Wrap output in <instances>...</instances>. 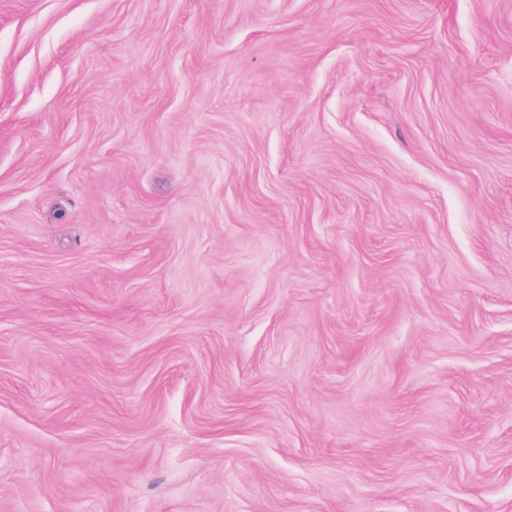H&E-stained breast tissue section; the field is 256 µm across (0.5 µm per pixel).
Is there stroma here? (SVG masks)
<instances>
[{
	"label": "stroma",
	"instance_id": "stroma-1",
	"mask_svg": "<svg viewBox=\"0 0 512 512\" xmlns=\"http://www.w3.org/2000/svg\"><path fill=\"white\" fill-rule=\"evenodd\" d=\"M0 512H512V0H0Z\"/></svg>",
	"mask_w": 512,
	"mask_h": 512
}]
</instances>
